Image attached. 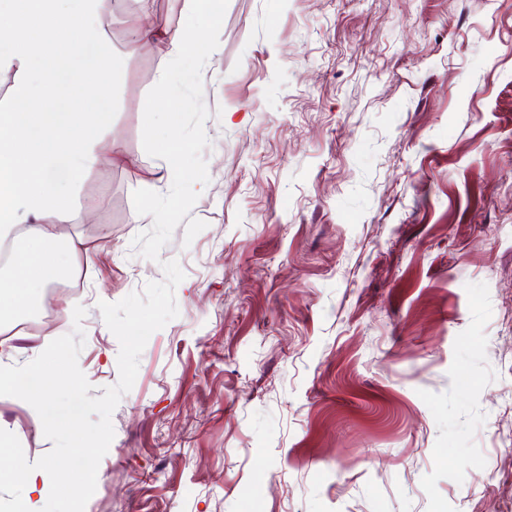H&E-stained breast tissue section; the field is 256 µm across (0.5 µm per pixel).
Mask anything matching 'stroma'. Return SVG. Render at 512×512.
Masks as SVG:
<instances>
[{
  "instance_id": "35a3bbf8",
  "label": "stroma",
  "mask_w": 512,
  "mask_h": 512,
  "mask_svg": "<svg viewBox=\"0 0 512 512\" xmlns=\"http://www.w3.org/2000/svg\"><path fill=\"white\" fill-rule=\"evenodd\" d=\"M109 38L119 156L82 174L96 247L76 289L0 345L23 365L71 332L92 396L118 380L116 302L178 260L179 315L149 338L85 512H512V0H222L203 70L210 181L159 261L132 193L162 159L145 98L169 57ZM0 428L52 448L26 402Z\"/></svg>"
}]
</instances>
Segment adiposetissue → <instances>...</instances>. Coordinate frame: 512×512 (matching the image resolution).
Here are the masks:
<instances>
[{
    "label": "adipose tissue",
    "mask_w": 512,
    "mask_h": 512,
    "mask_svg": "<svg viewBox=\"0 0 512 512\" xmlns=\"http://www.w3.org/2000/svg\"><path fill=\"white\" fill-rule=\"evenodd\" d=\"M66 0H0V73H13V101L0 108V246L23 236L29 247L12 251L10 277H0V312L17 313L52 287L59 227L71 223L74 195L51 188L55 169L72 165L73 180L83 170L105 163L98 149L112 129L102 103L112 95L117 65L108 42L109 19L102 0H80L77 12ZM185 21L160 31L149 15L128 19L135 48L165 40L172 57L193 52L202 62L221 53L219 42L203 29L201 0H187ZM92 43L96 54L72 69L77 46Z\"/></svg>",
    "instance_id": "ef3b65f1"
}]
</instances>
